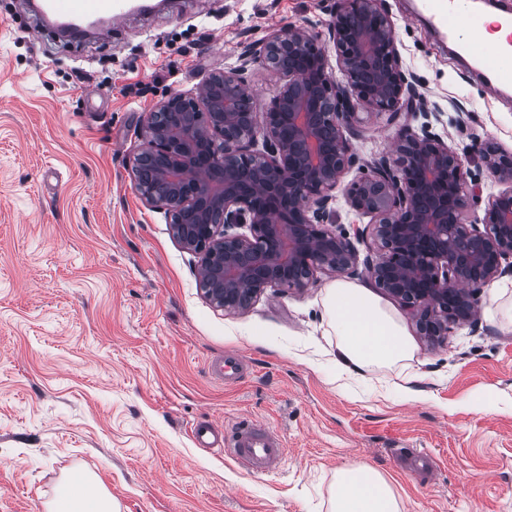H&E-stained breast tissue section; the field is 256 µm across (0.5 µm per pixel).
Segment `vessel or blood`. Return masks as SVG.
<instances>
[{"label": "vessel or blood", "mask_w": 512, "mask_h": 512, "mask_svg": "<svg viewBox=\"0 0 512 512\" xmlns=\"http://www.w3.org/2000/svg\"><path fill=\"white\" fill-rule=\"evenodd\" d=\"M132 0H39V9L55 23L84 28L102 18L119 22L131 10ZM429 22L444 36H452L459 20L450 0H430ZM194 444L200 448L216 449L231 456L249 472L275 470L285 455V443L273 429L257 422H247L232 429L204 419L190 429Z\"/></svg>", "instance_id": "1"}]
</instances>
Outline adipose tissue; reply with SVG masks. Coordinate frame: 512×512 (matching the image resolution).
<instances>
[{
	"instance_id": "adipose-tissue-1",
	"label": "adipose tissue",
	"mask_w": 512,
	"mask_h": 512,
	"mask_svg": "<svg viewBox=\"0 0 512 512\" xmlns=\"http://www.w3.org/2000/svg\"><path fill=\"white\" fill-rule=\"evenodd\" d=\"M325 310L337 338L336 382L350 390L365 373L390 369L412 360L415 346L408 333L369 287L345 281L329 289ZM77 490L62 492L50 512H114L108 490L93 475H77ZM330 512H403L404 506L385 477L354 464L340 469L330 499Z\"/></svg>"
}]
</instances>
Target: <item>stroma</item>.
<instances>
[{
	"label": "stroma",
	"mask_w": 512,
	"mask_h": 512,
	"mask_svg": "<svg viewBox=\"0 0 512 512\" xmlns=\"http://www.w3.org/2000/svg\"><path fill=\"white\" fill-rule=\"evenodd\" d=\"M415 88L416 113L462 158L482 219L499 185L479 143L512 152V91L491 96L472 61L429 25L423 0H380ZM330 19L327 0H170L133 10L119 34L60 39L26 0H0V512H45L77 469L119 512H328L347 464L379 471L404 512H512V303L490 284L477 327L443 345L401 319L416 347L415 392L351 397L336 387L337 340L324 302L334 277L265 292L248 310L207 301L196 258L163 211L144 204L131 161L156 104L190 92L244 45L288 25ZM145 85L143 94L130 85ZM387 116L352 141L385 154ZM246 360L218 379L214 359ZM254 421L277 429L280 466L250 473L195 447L191 425ZM433 457L431 473L406 464Z\"/></svg>",
	"instance_id": "obj_1"
}]
</instances>
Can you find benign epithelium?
I'll return each instance as SVG.
<instances>
[{"mask_svg":"<svg viewBox=\"0 0 512 512\" xmlns=\"http://www.w3.org/2000/svg\"><path fill=\"white\" fill-rule=\"evenodd\" d=\"M330 16L326 39L308 24L276 30L195 93L161 100L133 172L153 166L165 191L139 181L136 190L165 210L176 240L199 255L197 278L216 307L242 310L269 288H302L318 273L365 277L438 342L451 324L477 326L478 293L512 274V153L481 148L500 189L481 223H472L462 158L439 135L401 125L391 150L367 162L346 195L372 226L360 257L333 223L334 191L355 162L359 109L396 121L426 99L410 95L393 23L378 0H334ZM258 62L283 77L261 113L251 108L246 77Z\"/></svg>","mask_w":512,"mask_h":512,"instance_id":"benign-epithelium-1","label":"benign epithelium"}]
</instances>
